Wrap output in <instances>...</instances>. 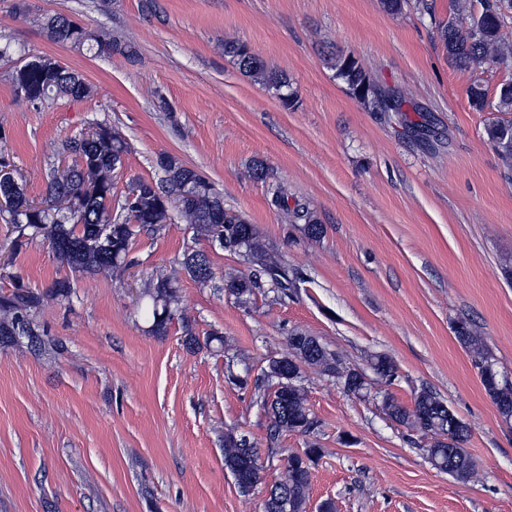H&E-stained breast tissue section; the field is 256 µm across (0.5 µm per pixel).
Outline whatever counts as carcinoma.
I'll return each instance as SVG.
<instances>
[{"label": "carcinoma", "instance_id": "obj_1", "mask_svg": "<svg viewBox=\"0 0 512 512\" xmlns=\"http://www.w3.org/2000/svg\"><path fill=\"white\" fill-rule=\"evenodd\" d=\"M477 8L469 11L470 21L462 25L450 20L440 28V38L451 66L466 70L475 65L492 62L496 67L512 69V49L508 48L503 29L512 24V0H476ZM384 9L399 14L409 7L419 13L432 12L429 0H382ZM47 39L61 46L87 51L118 53L128 59L137 55L136 48L127 43L105 42L87 25L61 15H48L42 21ZM224 54L235 60L238 69L252 81L271 89L283 107L294 108L296 91L288 75L270 67L241 41L224 42ZM336 78L349 94L369 112H401L402 97L385 91L367 75L359 61L351 55H338L334 63ZM12 83L32 105L38 107L58 97L81 99L90 88L81 74L70 70L52 59H47L40 69L17 68ZM470 107L482 112L487 106L488 90L479 80L467 88ZM495 109L512 112V80L500 84L495 94ZM98 131L90 139L66 142L61 151L62 159L49 166L46 172V197L38 203L26 196L24 185H19L13 208L0 215L18 235L32 239L43 237L58 259L75 272L98 274L123 271L134 265L129 259L134 238L143 229H159L172 223V210H178L196 238L212 243L246 258L252 270L247 275L224 277V287L239 301L249 300L257 291L275 286L281 291L295 287L288 276V269L280 263L262 241L254 224L224 207V199L194 169L179 158L162 154L157 164L164 173L162 184L137 179L124 194L118 193L114 182L113 160L128 153L126 139L112 126L97 124ZM486 134L499 155L512 160V119L497 120L486 128ZM192 190L203 201L200 204L184 202L185 192ZM77 203L74 210L57 207L55 201ZM270 205L288 211L292 223L304 225L313 238L322 236L324 227L314 213L304 204L288 206V198L281 188L273 190ZM182 266L192 279L205 285L213 279L214 272L208 255L200 250H188L183 255ZM147 298L150 332L163 336L173 320L181 323L184 345L194 351L201 345H210L217 333L207 334L200 343L193 324L179 308L176 283L169 278H159L143 292ZM40 296L18 284L12 293L0 295V344L18 336L28 339L30 349L41 351L46 340L27 319L28 312L36 307ZM456 338L461 346L473 354L479 369L481 383L493 400L512 397V381L500 374L489 359L485 338L469 321L455 326ZM311 366L323 375L352 383L360 391L365 377L356 370H344L336 353L324 348L308 334L293 332L288 339V352L272 359L255 380V389L262 383L279 384L281 388L261 393L262 406L271 418L269 439L274 441L282 431L305 434L314 426L306 406L303 390L294 383L301 366ZM371 368L386 383L395 380L397 366L386 355L371 359ZM384 404L402 424L424 434L446 429L456 414L435 393L420 391L414 398L412 409H407L395 398L385 396ZM249 447L243 438L232 433L224 437V465L229 466L248 456ZM319 449L307 448L301 453L288 455L285 478L273 488L277 497L286 499V509L276 500L266 503L268 512H304L309 498L311 464ZM429 459L439 470L458 481H467L473 473L471 459L465 449L453 447L428 449Z\"/></svg>", "mask_w": 512, "mask_h": 512}]
</instances>
